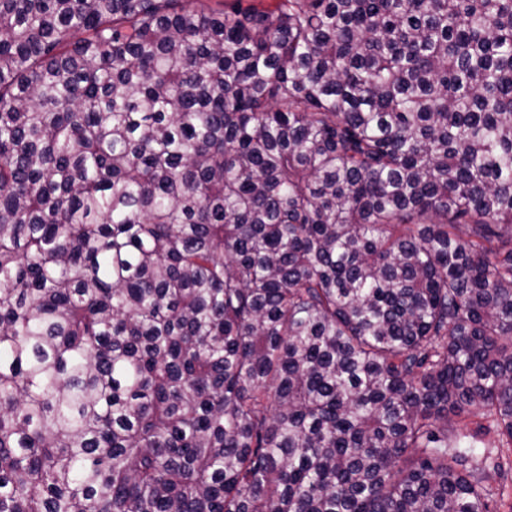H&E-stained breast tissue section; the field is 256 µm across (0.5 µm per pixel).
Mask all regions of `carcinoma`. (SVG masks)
<instances>
[{
	"instance_id": "cac0c4a2",
	"label": "carcinoma",
	"mask_w": 512,
	"mask_h": 512,
	"mask_svg": "<svg viewBox=\"0 0 512 512\" xmlns=\"http://www.w3.org/2000/svg\"><path fill=\"white\" fill-rule=\"evenodd\" d=\"M191 2L0 0V512H488L512 0Z\"/></svg>"
}]
</instances>
